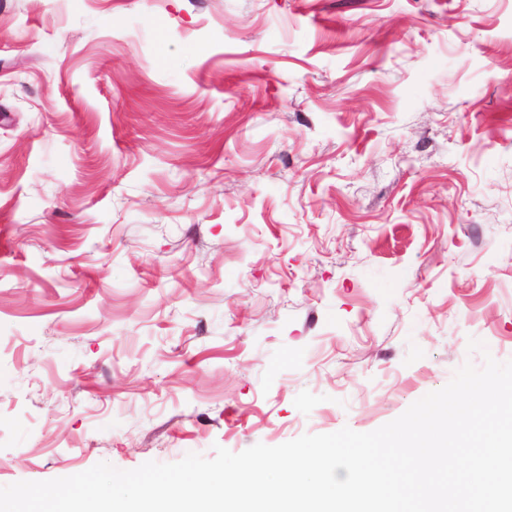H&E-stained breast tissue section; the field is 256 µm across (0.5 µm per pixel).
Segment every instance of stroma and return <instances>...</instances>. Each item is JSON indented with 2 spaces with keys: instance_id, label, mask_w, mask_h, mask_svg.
Returning <instances> with one entry per match:
<instances>
[{
  "instance_id": "1",
  "label": "stroma",
  "mask_w": 512,
  "mask_h": 512,
  "mask_svg": "<svg viewBox=\"0 0 512 512\" xmlns=\"http://www.w3.org/2000/svg\"><path fill=\"white\" fill-rule=\"evenodd\" d=\"M488 355L512 0H0V486L370 432Z\"/></svg>"
}]
</instances>
